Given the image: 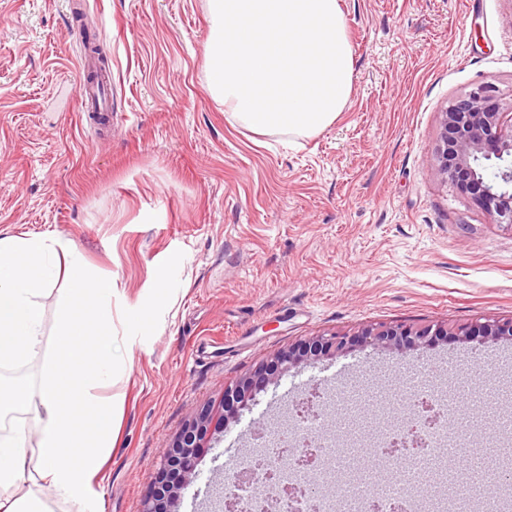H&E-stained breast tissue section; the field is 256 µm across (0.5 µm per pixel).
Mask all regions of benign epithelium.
I'll use <instances>...</instances> for the list:
<instances>
[{
	"mask_svg": "<svg viewBox=\"0 0 512 512\" xmlns=\"http://www.w3.org/2000/svg\"><path fill=\"white\" fill-rule=\"evenodd\" d=\"M509 110L512 111V100L503 101L489 86L478 87L452 101L442 113L435 172L441 180L451 181L460 193L469 196L491 223L512 227V129L505 127ZM500 336L512 337V320L451 327L439 324L368 326L354 334L335 332L291 345L224 392V416L217 428H211V413L205 408L191 417L151 479L140 512H176L181 490L195 473L201 440L213 430L223 432L248 398L305 359L344 351L355 344H384L406 353L450 338L473 341ZM416 407V418L394 433L390 453H395L397 448L423 447L416 420H421L428 429L444 426L445 417L434 412L428 399H417ZM251 475L270 489L257 503L261 512H271L273 506L286 507L288 512H319V505L315 503L307 509L302 507L303 503L317 499L315 489L284 484L280 476L272 472L253 471Z\"/></svg>",
	"mask_w": 512,
	"mask_h": 512,
	"instance_id": "benign-epithelium-1",
	"label": "benign epithelium"
}]
</instances>
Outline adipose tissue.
I'll use <instances>...</instances> for the list:
<instances>
[{
  "instance_id": "obj_1",
  "label": "adipose tissue",
  "mask_w": 512,
  "mask_h": 512,
  "mask_svg": "<svg viewBox=\"0 0 512 512\" xmlns=\"http://www.w3.org/2000/svg\"><path fill=\"white\" fill-rule=\"evenodd\" d=\"M51 233L0 237V367L42 355L38 386L0 382V413L34 415L33 448L20 436L0 435V512H47L36 494L19 495L39 479L42 489L97 512L95 479L112 445L114 411L93 390L112 377V282L90 273L79 257L61 264ZM68 290L58 311L55 344L41 347L42 294L58 279Z\"/></svg>"
}]
</instances>
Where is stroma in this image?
<instances>
[{"label": "stroma", "instance_id": "1", "mask_svg": "<svg viewBox=\"0 0 512 512\" xmlns=\"http://www.w3.org/2000/svg\"><path fill=\"white\" fill-rule=\"evenodd\" d=\"M0 0V236L56 232L110 279L114 346L133 355L94 390L115 434L100 512H139L150 478L201 408L289 345L370 325L512 319V227L490 223L435 173L449 103L493 87L512 97V0H341L354 50L351 98L313 137L260 136L213 102L206 0ZM101 32L112 123L80 109L79 56ZM150 323L128 313L154 300ZM512 339L382 346L300 362L209 438L180 512L204 490L225 438L284 432L293 381L319 390L336 435V368L353 392L397 400L409 369L445 392L473 447L496 445L512 401L486 405L482 364L512 390Z\"/></svg>", "mask_w": 512, "mask_h": 512}]
</instances>
